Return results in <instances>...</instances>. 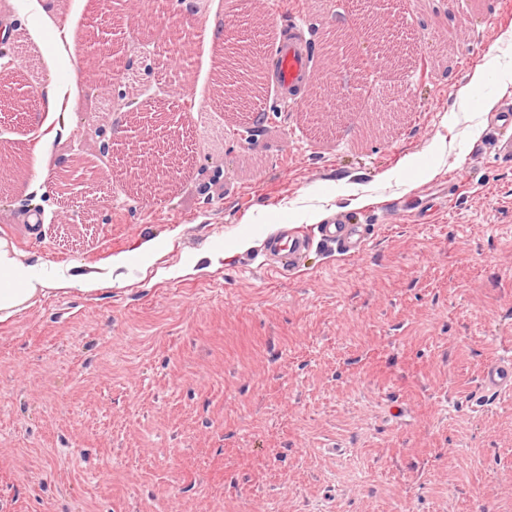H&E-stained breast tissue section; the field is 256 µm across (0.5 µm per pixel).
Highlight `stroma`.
I'll use <instances>...</instances> for the list:
<instances>
[{"instance_id": "1", "label": "stroma", "mask_w": 512, "mask_h": 512, "mask_svg": "<svg viewBox=\"0 0 512 512\" xmlns=\"http://www.w3.org/2000/svg\"><path fill=\"white\" fill-rule=\"evenodd\" d=\"M117 2L111 81L80 84L69 134L41 144L47 86L80 68L57 37L81 35L106 0H51L41 27L0 0L18 48L0 103L36 90L0 143L40 154L45 179L82 150L106 195L70 224L23 177L0 195V235L68 275L127 256L100 291L51 288L0 322V512H512V392L473 401L486 366L512 356V162L488 150L490 125L471 136L465 99L512 98L490 64L512 63V0H398L412 44L399 64L348 0H193L188 111L155 56L162 20L130 27L144 0ZM268 6L280 24L299 7L308 25L349 27L358 57L326 61L328 113L276 111L264 89L251 138L219 103L225 60L205 33ZM133 98L196 143L152 195L101 149L105 107ZM304 208L325 224L363 216L367 247L318 240L294 218ZM245 230L250 246L231 248ZM287 231L313 244L284 276L265 254Z\"/></svg>"}]
</instances>
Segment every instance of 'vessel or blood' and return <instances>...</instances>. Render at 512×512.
<instances>
[{"instance_id":"1","label":"vessel or blood","mask_w":512,"mask_h":512,"mask_svg":"<svg viewBox=\"0 0 512 512\" xmlns=\"http://www.w3.org/2000/svg\"><path fill=\"white\" fill-rule=\"evenodd\" d=\"M307 30L303 16H296L287 25L275 28L269 50L260 59L261 70L270 73L277 89L274 106L280 112H302L319 108L317 97L310 94L316 76V64L305 37ZM494 155L512 157V102L505 103L496 119V133L492 142ZM324 239L347 248H359L361 234L351 224H326L321 228ZM512 390V358L491 362L484 370L480 396L492 397Z\"/></svg>"}]
</instances>
